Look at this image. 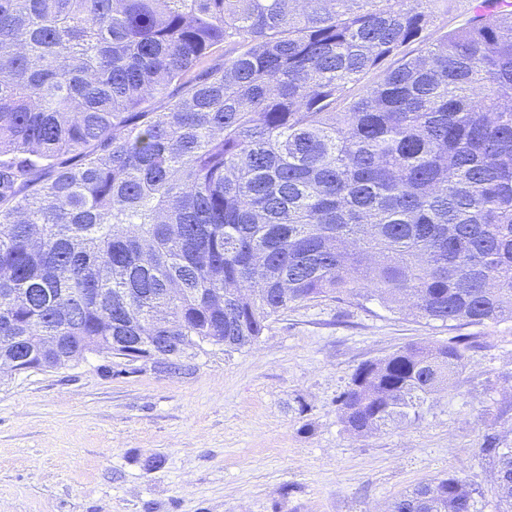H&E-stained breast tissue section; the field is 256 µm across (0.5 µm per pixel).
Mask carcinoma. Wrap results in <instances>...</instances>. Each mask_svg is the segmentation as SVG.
Returning <instances> with one entry per match:
<instances>
[{"mask_svg": "<svg viewBox=\"0 0 512 512\" xmlns=\"http://www.w3.org/2000/svg\"><path fill=\"white\" fill-rule=\"evenodd\" d=\"M440 2L0 0V363L149 357L158 308L227 349L321 297L512 319V9L443 32ZM464 360L359 366L346 429L418 421ZM389 512L475 510L450 475Z\"/></svg>", "mask_w": 512, "mask_h": 512, "instance_id": "obj_1", "label": "carcinoma"}]
</instances>
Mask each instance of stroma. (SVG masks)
<instances>
[{"label": "stroma", "mask_w": 512, "mask_h": 512, "mask_svg": "<svg viewBox=\"0 0 512 512\" xmlns=\"http://www.w3.org/2000/svg\"><path fill=\"white\" fill-rule=\"evenodd\" d=\"M459 335L465 367L418 423L347 431L336 401L360 364ZM488 434L512 448V320L453 330L323 298L176 371L103 352L0 375V512H386L451 474L503 512Z\"/></svg>", "instance_id": "obj_1"}]
</instances>
